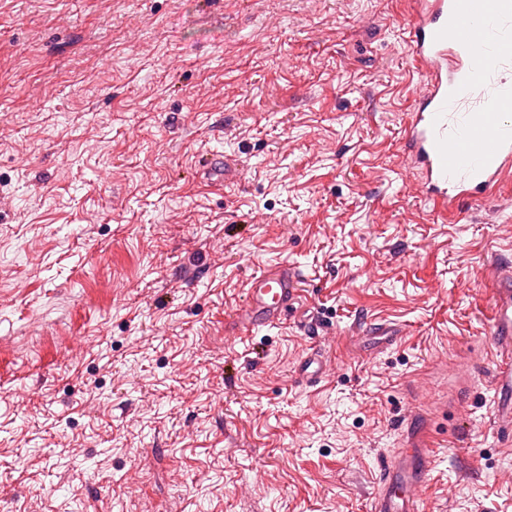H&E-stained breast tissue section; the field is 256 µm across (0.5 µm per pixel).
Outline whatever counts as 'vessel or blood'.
<instances>
[{
  "mask_svg": "<svg viewBox=\"0 0 512 512\" xmlns=\"http://www.w3.org/2000/svg\"><path fill=\"white\" fill-rule=\"evenodd\" d=\"M411 54L423 76L403 130V166L435 208L454 213L465 200L489 197L512 179V0H408ZM204 175H235L230 159L215 155ZM291 268L254 276L235 323L257 327L279 321L297 299ZM490 334L499 350L493 374V424L512 443V268L492 280ZM321 353L299 362L300 380L317 382ZM401 451L387 458L371 512H418L417 493L434 464L427 421L413 414L401 430Z\"/></svg>",
  "mask_w": 512,
  "mask_h": 512,
  "instance_id": "1",
  "label": "vessel or blood"
}]
</instances>
